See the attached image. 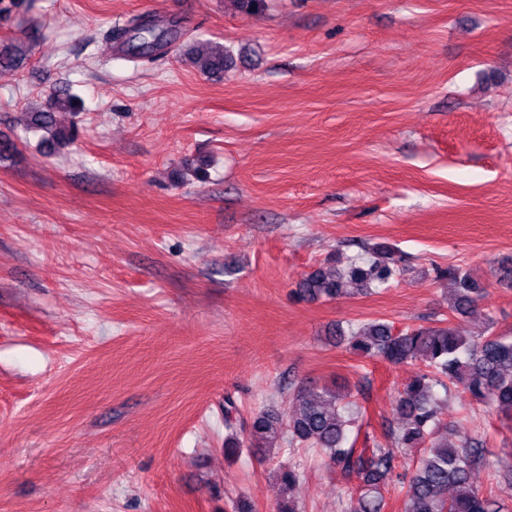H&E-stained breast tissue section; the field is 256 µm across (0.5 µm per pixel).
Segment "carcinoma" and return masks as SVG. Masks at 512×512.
Segmentation results:
<instances>
[{
  "mask_svg": "<svg viewBox=\"0 0 512 512\" xmlns=\"http://www.w3.org/2000/svg\"><path fill=\"white\" fill-rule=\"evenodd\" d=\"M114 39L131 45V51L155 60L168 51L177 39L173 29L145 28L139 17L131 18ZM26 56V49L10 43L0 51V68L12 69ZM193 68L206 76H221L234 64L230 50L211 45L189 52ZM81 111L78 96L65 85L49 90L45 103L27 113L25 130L40 132L41 145L54 154L77 139V124L63 125L61 112ZM397 273L393 250L385 245L371 248L368 256L344 269L326 266L310 273L301 283L302 295L310 299H335L355 292L368 294ZM436 277L454 284L451 310L464 314L483 294L470 273L458 268L436 270ZM336 335L352 349L371 359L391 365L420 361L424 368L397 391L396 425L387 430L394 447L364 448L348 445L350 428L357 419V406L345 401L334 384L312 390L299 388L286 413L263 412L251 421L244 420L231 399L224 404V454L236 456L243 447L239 435L245 434L248 447L264 453L273 443L284 441L319 453L325 465L361 479L359 491L351 498L349 512H386L387 501L381 487L392 478L411 448L421 449L409 480L402 485L403 512H503L501 499L474 486L471 474L484 462L485 450L468 432L441 423L440 399L436 388L445 393L461 390L499 413L512 416V336L489 333L469 336L459 325L395 329L379 320L370 321ZM283 488L278 512H299L292 496L305 474L293 462L278 466Z\"/></svg>",
  "mask_w": 512,
  "mask_h": 512,
  "instance_id": "carcinoma-1",
  "label": "carcinoma"
}]
</instances>
